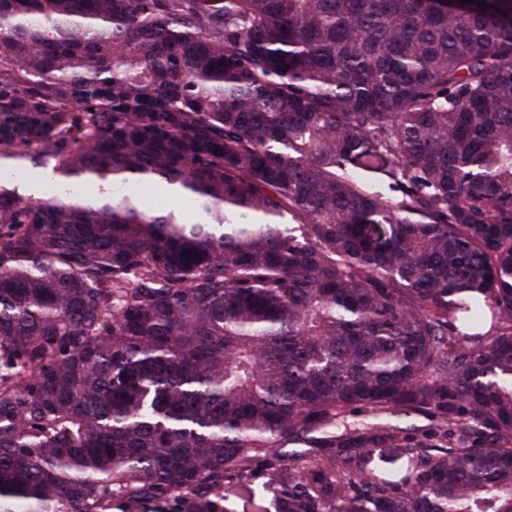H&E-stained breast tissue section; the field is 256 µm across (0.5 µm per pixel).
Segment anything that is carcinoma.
I'll use <instances>...</instances> for the list:
<instances>
[{
	"instance_id": "cac0c4a2",
	"label": "carcinoma",
	"mask_w": 512,
	"mask_h": 512,
	"mask_svg": "<svg viewBox=\"0 0 512 512\" xmlns=\"http://www.w3.org/2000/svg\"><path fill=\"white\" fill-rule=\"evenodd\" d=\"M0 158V512H512V0H0ZM386 421L402 428L406 435L416 439L422 438L424 434H429L436 426V421L415 414L389 415ZM401 448H382L379 459H376L378 467L387 475L392 477H401L405 468L402 465L405 458L400 457ZM188 498H163L148 502L130 503L120 497L112 500V512H180Z\"/></svg>"
}]
</instances>
